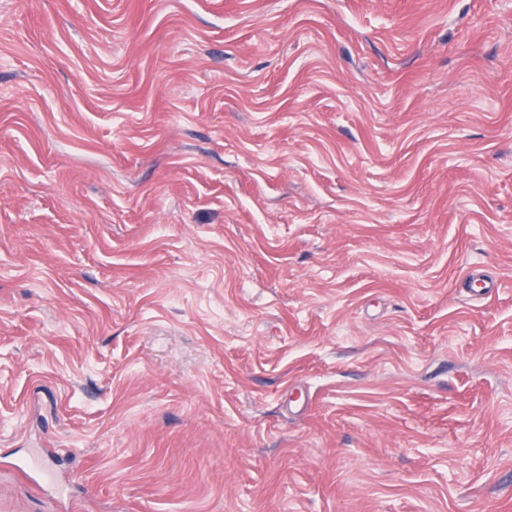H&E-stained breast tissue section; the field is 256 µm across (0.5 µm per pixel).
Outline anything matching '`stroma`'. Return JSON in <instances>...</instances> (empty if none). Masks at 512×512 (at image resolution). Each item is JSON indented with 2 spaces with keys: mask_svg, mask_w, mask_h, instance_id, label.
<instances>
[{
  "mask_svg": "<svg viewBox=\"0 0 512 512\" xmlns=\"http://www.w3.org/2000/svg\"><path fill=\"white\" fill-rule=\"evenodd\" d=\"M0 512H512V0H0Z\"/></svg>",
  "mask_w": 512,
  "mask_h": 512,
  "instance_id": "35a3bbf8",
  "label": "stroma"
}]
</instances>
